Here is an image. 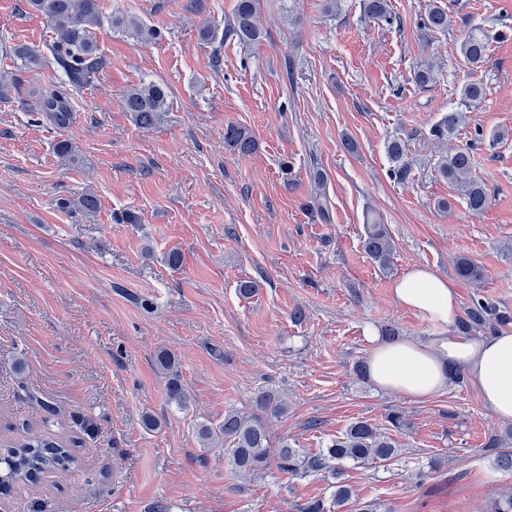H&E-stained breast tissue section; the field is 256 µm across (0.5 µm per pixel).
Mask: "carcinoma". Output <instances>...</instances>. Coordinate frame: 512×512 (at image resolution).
I'll use <instances>...</instances> for the list:
<instances>
[{"mask_svg":"<svg viewBox=\"0 0 512 512\" xmlns=\"http://www.w3.org/2000/svg\"><path fill=\"white\" fill-rule=\"evenodd\" d=\"M27 4L44 16L49 23L54 41L50 45L53 63L65 79L51 85L44 91L39 111L42 116L59 129L67 128L72 120L71 95L78 87L87 83L91 74L102 70L106 60L99 51L92 29L102 24L100 0H27ZM365 15L388 25L400 22L392 11L389 0H364ZM115 25L133 38H153L156 29L144 24L134 16L121 17ZM450 19L448 8L432 5L423 18V28L430 34L448 32ZM229 32L241 43L257 40L262 34L257 0H237ZM490 35L482 27L470 30L460 45L464 62L475 72L488 57ZM14 57L22 66L31 68L41 63V56L25 45L14 48ZM435 80L434 66L424 63L413 72V81L427 86ZM462 105L471 107L485 96L481 80L470 78L461 91ZM125 111L130 113L134 123L143 129L159 126L168 112L169 92L158 84L135 86L123 95ZM463 113L450 111L429 129L431 139L445 144L458 132ZM224 142L242 154L254 150L255 143L245 128L229 123L224 128ZM387 153L394 164L392 175L399 181H406L410 167L404 161V145L401 139L387 142ZM472 148H458L440 156L438 172L463 196L469 210L483 211L488 204L485 187L472 173ZM63 209H76L93 214L99 200L92 193H85L76 199L65 198L60 202ZM366 254L381 267H390L395 250L394 241L384 224H369L363 241ZM461 278L479 282L483 270L468 258L457 261ZM512 323V314L502 311L484 301H475L460 318L458 325L464 330L482 326H506ZM158 363L169 372L167 395L171 402L186 406L188 397L174 370L175 360L168 352L158 354ZM288 410L285 399L272 389H261L253 396L252 410L244 412L230 409L224 413V422L217 427L201 426L199 438L205 447H224V457L238 473L257 475L274 467L281 473L293 476H310L328 472L336 478L334 505L342 507L352 497V490L342 480L345 461L359 464L387 461L396 453L392 438L380 432L379 428L359 420L352 423L342 437L323 452L307 453L300 448L281 442L271 450L272 419L284 415ZM72 440H66L38 426L28 425L18 438L5 445L0 456V490L10 491L19 483L38 484L44 478L65 473L78 465V459L70 448Z\"/></svg>","mask_w":512,"mask_h":512,"instance_id":"obj_1","label":"carcinoma"}]
</instances>
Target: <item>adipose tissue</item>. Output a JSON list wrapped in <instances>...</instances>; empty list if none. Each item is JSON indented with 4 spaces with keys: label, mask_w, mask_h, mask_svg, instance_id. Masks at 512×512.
I'll return each instance as SVG.
<instances>
[{
    "label": "adipose tissue",
    "mask_w": 512,
    "mask_h": 512,
    "mask_svg": "<svg viewBox=\"0 0 512 512\" xmlns=\"http://www.w3.org/2000/svg\"><path fill=\"white\" fill-rule=\"evenodd\" d=\"M396 302L440 326L458 316L456 295L448 280L424 267L395 281ZM370 352L367 375L381 390L413 399H426L448 388L456 371H465L485 405L500 419L512 420V332L502 331L475 342L440 336L430 342L381 339L367 329Z\"/></svg>",
    "instance_id": "adipose-tissue-1"
}]
</instances>
